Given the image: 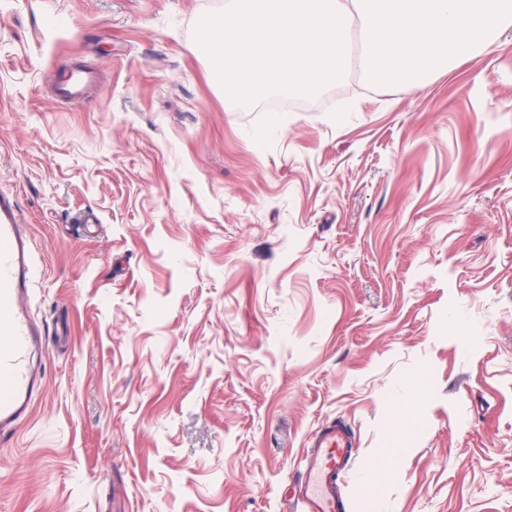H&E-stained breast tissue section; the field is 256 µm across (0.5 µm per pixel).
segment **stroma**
<instances>
[{"label": "stroma", "mask_w": 512, "mask_h": 512, "mask_svg": "<svg viewBox=\"0 0 512 512\" xmlns=\"http://www.w3.org/2000/svg\"><path fill=\"white\" fill-rule=\"evenodd\" d=\"M226 3L0 0V190L68 328L0 512H286L332 418L381 512H512V27L252 112L195 38ZM76 62L97 83L58 104Z\"/></svg>", "instance_id": "stroma-1"}]
</instances>
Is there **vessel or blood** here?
<instances>
[{
	"label": "vessel or blood",
	"mask_w": 512,
	"mask_h": 512,
	"mask_svg": "<svg viewBox=\"0 0 512 512\" xmlns=\"http://www.w3.org/2000/svg\"><path fill=\"white\" fill-rule=\"evenodd\" d=\"M95 83L87 69L72 71L55 85V97L79 103ZM34 267L29 240L17 220L12 198L0 193V435L27 421L44 388L34 355L46 336L31 316L25 298L31 291ZM376 470L354 452L349 429L326 421L305 445V464L289 493L291 512H347L346 488L371 489Z\"/></svg>",
	"instance_id": "1"
}]
</instances>
